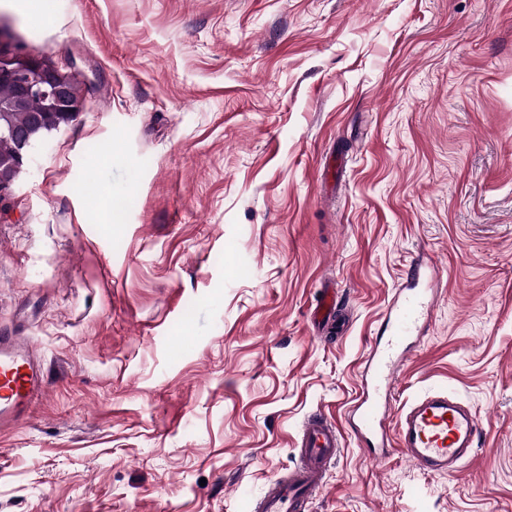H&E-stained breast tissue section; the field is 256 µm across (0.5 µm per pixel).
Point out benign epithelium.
Masks as SVG:
<instances>
[{
  "mask_svg": "<svg viewBox=\"0 0 512 512\" xmlns=\"http://www.w3.org/2000/svg\"><path fill=\"white\" fill-rule=\"evenodd\" d=\"M0 79L14 82L20 99L43 98L49 102L45 112L37 116L35 129L45 126L56 129L70 123L80 111L81 100L68 75L44 65L40 52L25 51L0 55ZM15 168L25 167L31 157V133L16 136Z\"/></svg>",
  "mask_w": 512,
  "mask_h": 512,
  "instance_id": "7a95c632",
  "label": "benign epithelium"
}]
</instances>
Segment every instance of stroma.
I'll use <instances>...</instances> for the list:
<instances>
[{"label": "stroma", "mask_w": 512, "mask_h": 512, "mask_svg": "<svg viewBox=\"0 0 512 512\" xmlns=\"http://www.w3.org/2000/svg\"><path fill=\"white\" fill-rule=\"evenodd\" d=\"M0 48L82 95L0 209L48 384L0 512H251L308 415L347 428L419 254L391 408L448 389L486 449L436 476L347 434L313 512H512V0H0Z\"/></svg>", "instance_id": "1"}]
</instances>
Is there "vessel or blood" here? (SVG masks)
<instances>
[{
    "mask_svg": "<svg viewBox=\"0 0 512 512\" xmlns=\"http://www.w3.org/2000/svg\"><path fill=\"white\" fill-rule=\"evenodd\" d=\"M437 268L416 257L407 278L411 286L399 294L387 313L385 337L367 357L361 395L349 421L352 433L368 456L382 460L401 452L418 469L447 475L473 461L479 424L473 409L446 389L427 391L391 416L389 398L401 366L412 352L408 343L420 331L434 305L426 281L438 278ZM47 385L41 358L26 338L0 331V428L19 424ZM344 446L338 425L327 416L310 415L298 447V463L270 482L255 512H309L325 486L328 467Z\"/></svg>",
    "mask_w": 512,
    "mask_h": 512,
    "instance_id": "obj_1",
    "label": "vessel or blood"
}]
</instances>
